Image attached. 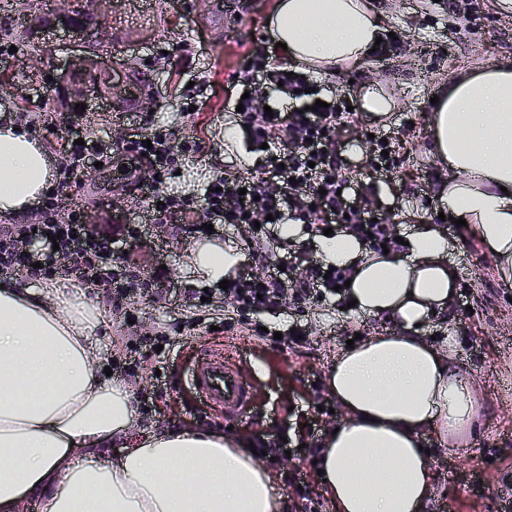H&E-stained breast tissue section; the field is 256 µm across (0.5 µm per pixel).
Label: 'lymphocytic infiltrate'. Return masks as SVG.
<instances>
[{
  "label": "lymphocytic infiltrate",
  "mask_w": 512,
  "mask_h": 512,
  "mask_svg": "<svg viewBox=\"0 0 512 512\" xmlns=\"http://www.w3.org/2000/svg\"><path fill=\"white\" fill-rule=\"evenodd\" d=\"M257 58L242 76L249 96L243 101L245 110L239 121L255 144L267 146L266 176L257 181L242 174L215 172L211 189L202 199L206 223L252 225L256 228L254 238L260 241L266 235L261 224L271 214L279 224H332L337 232L351 233L377 247L394 238V225L376 220L366 200L353 194L351 180L341 174L343 160L331 143L342 116L339 107H316L317 95L311 90L310 79L287 77V64L275 55L262 50ZM278 86L289 98L301 102V110L265 114V93ZM192 150L191 141L175 144L171 134L162 130L152 132L146 144L138 138L131 140L129 169L139 173L141 185L148 190L146 210L154 223H161L164 214L189 211L186 201L162 196L161 187ZM136 233L131 224L111 236L94 231L83 222L81 210L61 207L54 192L39 202L35 225H0V274L29 273L38 266L58 272L83 288L108 289L113 308L119 309L131 301L140 284L129 275L127 262L116 256L115 241ZM51 238L58 242V249L28 251V244H44ZM346 279V269L330 271L326 266L313 265L292 289L276 268L262 276L236 273L224 292L232 305L224 326L229 329L250 314L285 306L290 297L335 301V288L344 285Z\"/></svg>",
  "instance_id": "lymphocytic-infiltrate-1"
}]
</instances>
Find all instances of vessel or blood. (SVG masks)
Masks as SVG:
<instances>
[{"label": "vessel or blood", "mask_w": 512, "mask_h": 512, "mask_svg": "<svg viewBox=\"0 0 512 512\" xmlns=\"http://www.w3.org/2000/svg\"><path fill=\"white\" fill-rule=\"evenodd\" d=\"M189 381L200 401L223 410L225 418L240 422L248 417L253 406L250 382L236 361L223 352H202Z\"/></svg>", "instance_id": "vessel-or-blood-1"}]
</instances>
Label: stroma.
Here are the masks:
<instances>
[{
    "label": "stroma",
    "instance_id": "1",
    "mask_svg": "<svg viewBox=\"0 0 512 512\" xmlns=\"http://www.w3.org/2000/svg\"><path fill=\"white\" fill-rule=\"evenodd\" d=\"M276 2L245 0L247 9L241 18L220 24L197 14L194 0H114L112 59L153 69L156 108L150 113L137 107L107 112L101 100H88L80 121L82 135L106 141L109 157L94 171L75 172L67 192L83 203L93 228L140 224V202L116 183L127 157L125 145L135 134L165 128L179 138L201 141L199 151L183 160L180 174L167 179L164 193L200 199L218 163L260 177L265 156L249 151L235 115L225 111L224 102L229 79L240 75L261 47L262 37L269 35ZM371 4L388 31L395 33L398 50L387 58L367 57L338 74H317L316 79L321 87L351 93L349 102L357 110V127L363 133L354 135V129L343 124L334 141L341 158L359 172L356 191L374 201L379 217L400 234H407L412 225L426 224L442 230L454 243L453 302L445 312L431 314L419 333L433 339L435 347H450L454 369L471 382L481 399L478 428L463 436L462 446L452 447L432 431L423 435L434 477L426 512H512V490L504 491L498 482L501 471L512 468V285L499 279L495 255L470 230L440 219L445 174L430 154L429 134L431 100L457 72L512 60V12L495 11L490 0H466L457 9L445 8L437 0H371ZM46 39L55 51L45 55L39 72L27 65L34 46L24 40L16 44L17 58L0 69L11 84L8 92L0 93V118L10 117L42 142L66 134L68 126L51 78L66 62L69 35L59 30ZM178 85L193 86L205 97L201 112L189 118L180 114L173 104ZM371 85L397 102L386 117L379 119L359 109L360 94ZM378 132L392 138L403 157L383 176L371 169V146L365 140L366 134ZM202 240L176 212L158 226H142L140 235L125 239L122 247L142 275H151L160 265L170 269V278L158 283L160 295L134 297L120 309L113 308L105 294L88 298L106 315L96 331L99 364L113 367V380L127 384L139 404L131 433L197 427L250 442L288 441L291 455L278 451L258 457L283 497V512H294L301 505L303 484L315 512H335L309 452L317 438L344 417L328 389V375L348 340L390 334L397 326L385 317H364L349 308L337 310L313 302L304 311L265 318L268 326L283 333L300 324L305 339L298 344H274L238 329L213 332L195 327V320L219 318L225 307L218 301L203 308L188 296L192 289L219 286L189 263ZM319 240V233L304 228L295 239L276 233L258 245L243 225L224 227L217 238L222 246L237 251L240 266L257 273L263 265L251 257L254 246H261L271 265L287 251L316 262L321 258ZM142 336L166 337L169 346L134 372L121 371L127 346ZM219 344L228 356L240 359L252 382L254 407L243 424L228 425L223 415L200 404L184 379L200 350ZM160 374L167 381L163 390L156 381Z\"/></svg>",
    "mask_w": 512,
    "mask_h": 512
}]
</instances>
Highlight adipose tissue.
<instances>
[{"instance_id":"ef3b65f1","label":"adipose tissue","mask_w":512,"mask_h":512,"mask_svg":"<svg viewBox=\"0 0 512 512\" xmlns=\"http://www.w3.org/2000/svg\"><path fill=\"white\" fill-rule=\"evenodd\" d=\"M288 57L320 73L363 61L386 28L369 0H278L270 19ZM432 155L447 170L441 199L465 219L512 282V61L450 81L431 114ZM40 142L0 126V214L49 190ZM408 253H375L354 237L322 239L327 263L351 271L366 317L397 332L337 357L328 388L345 418L325 434L321 476L336 512H425L433 475L424 432L472 430L480 400L418 323L453 301L450 245L436 228L411 229ZM98 309L69 288L0 286V512H281V496L243 438L183 428L132 438L129 387L104 380L93 357ZM121 446L117 461L107 448Z\"/></svg>"}]
</instances>
